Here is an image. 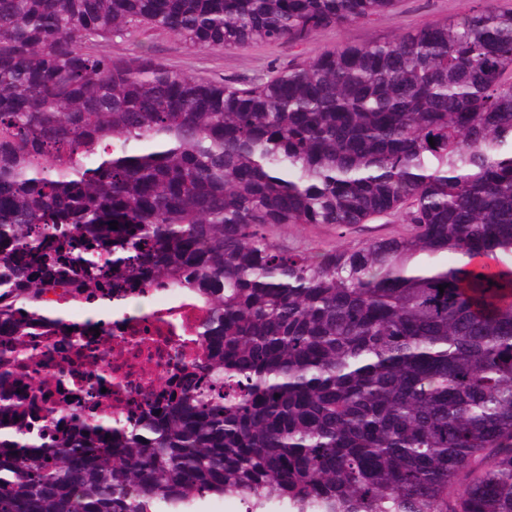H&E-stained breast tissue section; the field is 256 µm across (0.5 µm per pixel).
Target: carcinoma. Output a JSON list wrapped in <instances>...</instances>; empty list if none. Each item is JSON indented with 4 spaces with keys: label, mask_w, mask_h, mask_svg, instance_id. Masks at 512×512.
Instances as JSON below:
<instances>
[{
    "label": "carcinoma",
    "mask_w": 512,
    "mask_h": 512,
    "mask_svg": "<svg viewBox=\"0 0 512 512\" xmlns=\"http://www.w3.org/2000/svg\"><path fill=\"white\" fill-rule=\"evenodd\" d=\"M391 0H0V371L124 284L198 291L205 381L50 446L0 389V512H512V9L337 46L251 88L87 43L305 38ZM393 216L307 255L282 224ZM117 222V228L110 226ZM444 291H439V286Z\"/></svg>",
    "instance_id": "obj_1"
}]
</instances>
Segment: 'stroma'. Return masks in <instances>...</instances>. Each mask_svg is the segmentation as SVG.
<instances>
[{
  "label": "stroma",
  "instance_id": "obj_1",
  "mask_svg": "<svg viewBox=\"0 0 512 512\" xmlns=\"http://www.w3.org/2000/svg\"><path fill=\"white\" fill-rule=\"evenodd\" d=\"M485 5L486 0H394L389 9L369 19L329 26L299 42H257L242 48L200 50L161 27L148 26L129 39L101 37L94 48L115 58L144 51L171 70L247 88L307 63L320 51L367 40L388 39L427 23L479 11ZM371 234L368 228L355 235H341L330 227L294 224L268 230L269 240L275 247L309 253L336 246L357 248Z\"/></svg>",
  "mask_w": 512,
  "mask_h": 512
}]
</instances>
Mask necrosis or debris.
I'll return each instance as SVG.
<instances>
[{
    "instance_id": "4bbe7bcc",
    "label": "necrosis or debris",
    "mask_w": 512,
    "mask_h": 512,
    "mask_svg": "<svg viewBox=\"0 0 512 512\" xmlns=\"http://www.w3.org/2000/svg\"><path fill=\"white\" fill-rule=\"evenodd\" d=\"M94 303L111 306L112 320L97 328L75 323L68 336L52 326L32 328L19 337L20 366L6 378L20 393L29 382H41V391L25 401L23 411L33 431L51 443L66 425L46 419V408L70 412L79 395L88 398L96 414L124 423L152 420L165 410L186 368L208 359L197 334L207 310L187 290L99 292Z\"/></svg>"
}]
</instances>
